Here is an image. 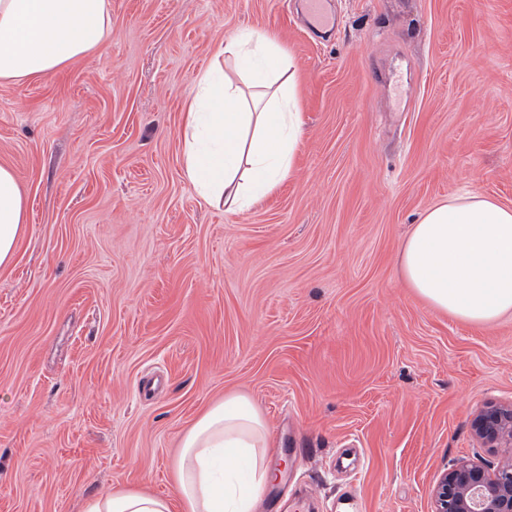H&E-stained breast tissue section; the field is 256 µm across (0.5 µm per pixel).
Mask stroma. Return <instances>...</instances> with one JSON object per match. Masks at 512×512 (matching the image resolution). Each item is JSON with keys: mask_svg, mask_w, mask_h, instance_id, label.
I'll use <instances>...</instances> for the list:
<instances>
[{"mask_svg": "<svg viewBox=\"0 0 512 512\" xmlns=\"http://www.w3.org/2000/svg\"><path fill=\"white\" fill-rule=\"evenodd\" d=\"M112 38L0 82V165L28 221L0 267V512H82L121 487L174 495L182 434L249 394L281 475L258 512H432L512 403V315L431 307L399 252L436 202L512 207V0H110ZM292 56L301 132L258 205L186 180L183 114L221 41Z\"/></svg>", "mask_w": 512, "mask_h": 512, "instance_id": "stroma-1", "label": "stroma"}]
</instances>
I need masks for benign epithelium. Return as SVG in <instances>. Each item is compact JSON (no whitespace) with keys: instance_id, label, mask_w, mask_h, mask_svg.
I'll return each mask as SVG.
<instances>
[{"instance_id":"obj_1","label":"benign epithelium","mask_w":512,"mask_h":512,"mask_svg":"<svg viewBox=\"0 0 512 512\" xmlns=\"http://www.w3.org/2000/svg\"><path fill=\"white\" fill-rule=\"evenodd\" d=\"M477 438L489 448H506L496 472L459 462L433 489L432 512H512V405H489L475 421Z\"/></svg>"}]
</instances>
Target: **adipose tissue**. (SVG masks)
I'll use <instances>...</instances> for the list:
<instances>
[{
  "mask_svg": "<svg viewBox=\"0 0 512 512\" xmlns=\"http://www.w3.org/2000/svg\"><path fill=\"white\" fill-rule=\"evenodd\" d=\"M112 35L109 0H0V81L63 69ZM216 55L233 75L207 68L183 116V168L207 202L241 211L268 197L292 167L300 132L287 52L241 31ZM27 222L14 171L0 165V265ZM402 276L423 300L490 325L512 312V208L465 192L429 207L400 251ZM269 428L254 400L225 395L182 435L173 463L176 499L121 488L91 498L84 512H256L276 479L267 461Z\"/></svg>",
  "mask_w": 512,
  "mask_h": 512,
  "instance_id": "obj_1",
  "label": "adipose tissue"
}]
</instances>
